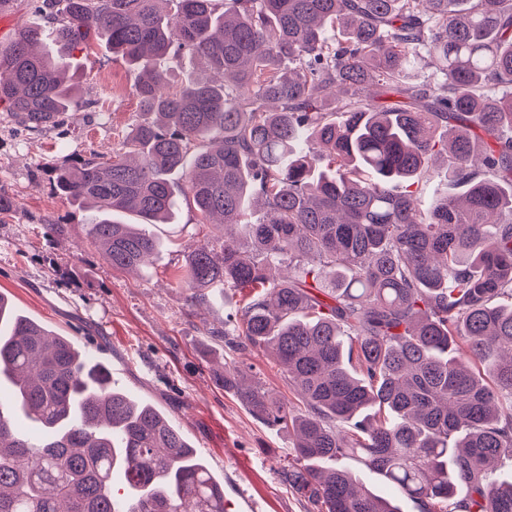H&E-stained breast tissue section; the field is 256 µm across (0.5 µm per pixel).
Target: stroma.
<instances>
[{"instance_id": "stroma-1", "label": "stroma", "mask_w": 512, "mask_h": 512, "mask_svg": "<svg viewBox=\"0 0 512 512\" xmlns=\"http://www.w3.org/2000/svg\"><path fill=\"white\" fill-rule=\"evenodd\" d=\"M83 69V107L68 113L65 128L33 136L0 107V193L17 202L0 224V293L50 329L82 341L91 358L105 359L120 388L160 407L223 480L237 512L246 508L237 495L242 486L264 499L266 512H306L277 472L291 434L251 417L214 372L236 361L250 368L252 380L290 400L287 379L262 353L205 341L207 330L223 329L225 315L241 305L237 292L194 307L184 285L185 245L203 231L221 245L223 229L199 230L192 202L177 193L176 220L154 228L164 246L152 263L116 271L89 236L94 210L53 193L51 164L112 155L120 134L144 118L134 66L98 47L84 57ZM50 224L66 230L48 234Z\"/></svg>"}]
</instances>
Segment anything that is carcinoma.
I'll list each match as a JSON object with an SVG mask.
<instances>
[{"instance_id": "cac0c4a2", "label": "carcinoma", "mask_w": 512, "mask_h": 512, "mask_svg": "<svg viewBox=\"0 0 512 512\" xmlns=\"http://www.w3.org/2000/svg\"><path fill=\"white\" fill-rule=\"evenodd\" d=\"M33 2L53 27L0 50V103L45 130L81 108L73 50L139 70L152 119L51 167L53 190L96 210L90 237L126 270L186 176L200 225H224L220 249L187 247L189 300L242 293L210 335L266 353L299 403L234 363L216 379L294 432L278 473L308 512H402L347 458L419 512H512V0ZM185 56L214 76L173 81L161 62ZM422 60L439 91L412 82ZM441 150L464 190L421 208L409 187ZM1 384L0 512H225L163 413L0 294ZM348 465L352 468L353 472H355L360 483H363L368 488L373 489L376 493L382 496L388 497L395 495V491L391 488V485L386 483L376 473L360 468L352 462H349Z\"/></svg>"}]
</instances>
